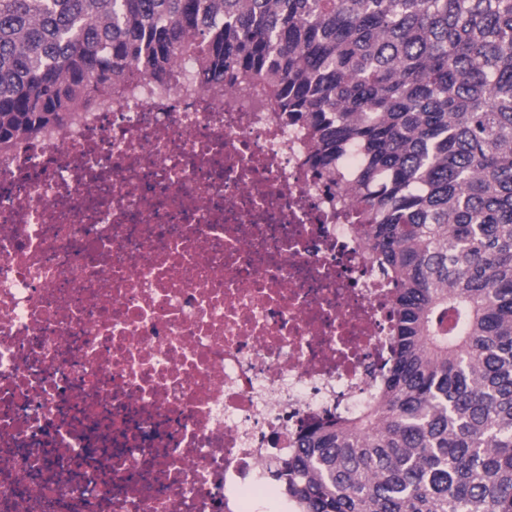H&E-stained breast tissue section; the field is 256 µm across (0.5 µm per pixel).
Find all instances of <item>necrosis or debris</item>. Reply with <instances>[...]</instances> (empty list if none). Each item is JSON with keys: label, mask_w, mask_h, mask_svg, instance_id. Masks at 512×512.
Returning a JSON list of instances; mask_svg holds the SVG:
<instances>
[{"label": "necrosis or debris", "mask_w": 512, "mask_h": 512, "mask_svg": "<svg viewBox=\"0 0 512 512\" xmlns=\"http://www.w3.org/2000/svg\"><path fill=\"white\" fill-rule=\"evenodd\" d=\"M145 78L0 150V512H249L362 414L394 290L303 125Z\"/></svg>", "instance_id": "4bbe7bcc"}]
</instances>
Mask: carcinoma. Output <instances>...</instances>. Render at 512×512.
Wrapping results in <instances>:
<instances>
[{
    "label": "carcinoma",
    "mask_w": 512,
    "mask_h": 512,
    "mask_svg": "<svg viewBox=\"0 0 512 512\" xmlns=\"http://www.w3.org/2000/svg\"><path fill=\"white\" fill-rule=\"evenodd\" d=\"M190 59L308 128L397 284L360 417L271 472L300 512H512V0H0V146Z\"/></svg>",
    "instance_id": "cac0c4a2"
}]
</instances>
